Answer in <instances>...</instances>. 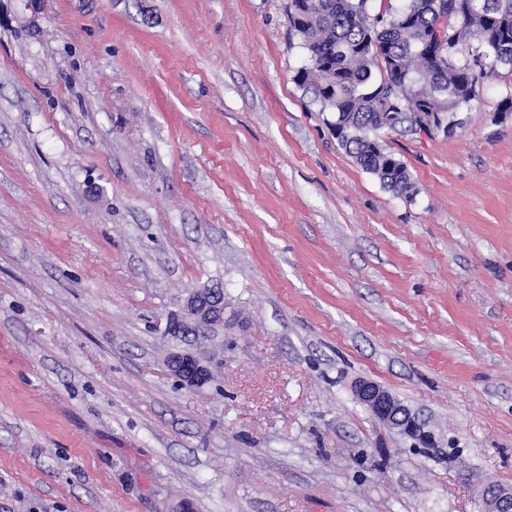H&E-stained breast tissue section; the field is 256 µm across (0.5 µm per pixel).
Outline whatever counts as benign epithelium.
Here are the masks:
<instances>
[{
	"instance_id": "obj_1",
	"label": "benign epithelium",
	"mask_w": 512,
	"mask_h": 512,
	"mask_svg": "<svg viewBox=\"0 0 512 512\" xmlns=\"http://www.w3.org/2000/svg\"><path fill=\"white\" fill-rule=\"evenodd\" d=\"M441 115L437 112L417 113V127L427 134L438 129ZM224 326V295L207 289L189 294L178 309L167 316L165 332L181 346L169 354L167 367L171 375L183 387L199 389L211 381L210 362L196 356L191 349L190 337L216 333ZM352 394L357 403L373 417L390 428L412 438L427 439L422 423L408 408L396 400L381 385L359 379L352 386ZM481 496L486 512H512V489L493 480L481 483Z\"/></svg>"
}]
</instances>
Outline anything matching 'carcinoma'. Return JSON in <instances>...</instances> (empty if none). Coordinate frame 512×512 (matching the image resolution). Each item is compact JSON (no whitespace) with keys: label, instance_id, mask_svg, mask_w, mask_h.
I'll list each match as a JSON object with an SVG mask.
<instances>
[{"label":"carcinoma","instance_id":"cac0c4a2","mask_svg":"<svg viewBox=\"0 0 512 512\" xmlns=\"http://www.w3.org/2000/svg\"><path fill=\"white\" fill-rule=\"evenodd\" d=\"M373 0H288V22L306 51L296 84L334 114L338 140L363 170L413 200L408 166L379 133L414 130L415 113L443 112L457 129L480 87L504 89L495 111L512 114V0H406L371 15ZM383 112H395L389 125Z\"/></svg>","mask_w":512,"mask_h":512}]
</instances>
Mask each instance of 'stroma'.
I'll return each mask as SVG.
<instances>
[{"mask_svg":"<svg viewBox=\"0 0 512 512\" xmlns=\"http://www.w3.org/2000/svg\"><path fill=\"white\" fill-rule=\"evenodd\" d=\"M288 0H0V512H485L512 488V118L383 134L293 80ZM224 295L203 388L167 315ZM377 382L422 444L352 397ZM210 362L196 356L191 348L178 346L169 354L167 367L181 387L199 389L211 381ZM481 496L487 512H511L512 489L506 488L493 480L481 483Z\"/></svg>","mask_w":512,"mask_h":512,"instance_id":"35a3bbf8","label":"stroma"}]
</instances>
